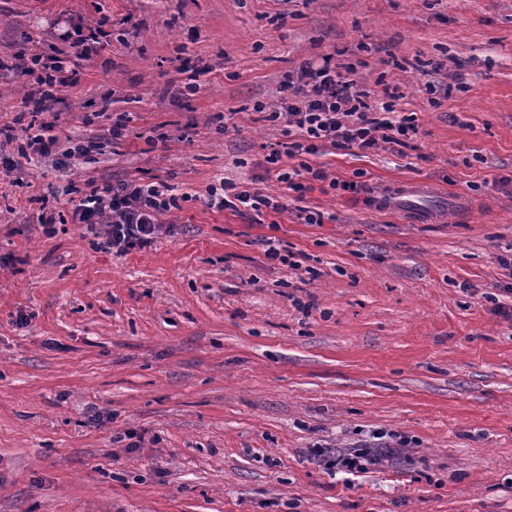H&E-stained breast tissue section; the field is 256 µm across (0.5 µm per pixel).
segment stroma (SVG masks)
I'll use <instances>...</instances> for the list:
<instances>
[{
  "instance_id": "35a3bbf8",
  "label": "stroma",
  "mask_w": 512,
  "mask_h": 512,
  "mask_svg": "<svg viewBox=\"0 0 512 512\" xmlns=\"http://www.w3.org/2000/svg\"><path fill=\"white\" fill-rule=\"evenodd\" d=\"M105 17L53 118L92 151L0 174V512H512V0H0V60ZM326 55L370 102L398 87L418 148L326 149L311 165L367 193L299 200L253 107ZM155 176L190 199L151 247L73 222L68 187ZM223 179L288 208H208ZM409 180L438 222L373 204ZM389 444L355 476L313 454Z\"/></svg>"
}]
</instances>
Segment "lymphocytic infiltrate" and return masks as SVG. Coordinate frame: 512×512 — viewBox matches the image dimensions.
Returning <instances> with one entry per match:
<instances>
[{
  "instance_id": "lymphocytic-infiltrate-1",
  "label": "lymphocytic infiltrate",
  "mask_w": 512,
  "mask_h": 512,
  "mask_svg": "<svg viewBox=\"0 0 512 512\" xmlns=\"http://www.w3.org/2000/svg\"><path fill=\"white\" fill-rule=\"evenodd\" d=\"M46 35L69 44V57H62L57 50L21 53L9 67L10 72L23 79L24 102L30 106L33 117L27 125L25 144L18 149L19 158L10 164L14 170L19 168L21 160L33 153L66 168L87 152L86 145L79 141L61 147L53 123L45 121L43 115L60 103L65 89L79 85L83 61L109 42L111 32L100 25L84 29L57 19L49 23ZM283 90L277 106L260 103L255 110L262 114L264 121L280 125L286 137L282 148H271L265 157L266 163L276 166L283 154L300 160L298 167L275 173L277 181L290 190L304 191V181L309 178L327 183L333 191L354 196L365 193L363 183L329 177L324 169L308 164L307 156L320 153L326 145L339 151L363 153L384 144L407 147L418 136L414 117L397 120L392 117L401 98L398 91L386 92L384 102L373 106L367 92L357 89L354 81L332 67L330 61L305 62L295 77L284 82ZM181 202L173 186L162 180L92 183L80 197L72 217L78 224L102 226L107 246L113 253L124 255L150 247L159 235L169 232L165 218L171 211L180 209ZM206 204L235 212L279 213L286 208L279 196L226 180L209 186Z\"/></svg>"
}]
</instances>
